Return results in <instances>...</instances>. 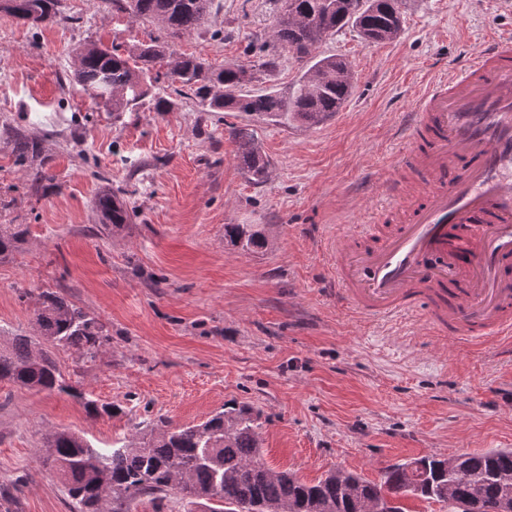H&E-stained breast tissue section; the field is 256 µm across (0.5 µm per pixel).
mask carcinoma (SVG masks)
<instances>
[{
  "mask_svg": "<svg viewBox=\"0 0 512 512\" xmlns=\"http://www.w3.org/2000/svg\"><path fill=\"white\" fill-rule=\"evenodd\" d=\"M5 14L32 26L60 16V0H7ZM213 0H112L117 11L135 20L162 25L167 37L179 38L208 25ZM345 27L355 29L369 44L391 41L402 28L398 0H277V13L262 66L277 65V49L292 51L309 62L298 86L285 96L277 91L247 90L255 73L239 65L215 68L188 55L176 56L172 43L157 38L128 48L119 44L85 46L78 50L73 81L95 99H112V111L124 112L145 103L156 112L176 106L162 78L180 84L178 94L190 92L202 112H239L273 124L294 121L317 127L336 116L352 96L354 82L341 76L346 59L318 53L327 36ZM177 58V74L157 65ZM238 144L236 160L249 179L268 176V160L254 135L230 126ZM18 163L30 169V187L39 191L51 180L38 146L18 135ZM99 223L121 228L130 223L125 200L108 188L94 200ZM25 224L0 226V257L17 251L27 235ZM224 239L245 251L259 253L270 245L264 224H226ZM39 335L54 346L93 363L106 351L111 335L105 324L87 314L58 291L40 292L35 310ZM0 381L36 392L66 393L84 400L87 414L116 416L123 409L85 398L59 370L51 352L27 336L0 345ZM258 414L248 406H228L205 421L172 429L165 421L143 436L133 435L99 450L81 436L65 430L46 438L44 466L64 481L72 512H137L142 497L163 501L174 493L188 505L204 504L209 512H362L364 502L384 488L401 496L443 501L452 509L474 499L493 505L511 485L512 450H488L456 456L454 472L448 459L437 455L389 466L378 483L353 471L332 473L315 483L288 471H274L263 460Z\"/></svg>",
  "mask_w": 512,
  "mask_h": 512,
  "instance_id": "1",
  "label": "carcinoma"
}]
</instances>
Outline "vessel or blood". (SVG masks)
<instances>
[{"mask_svg": "<svg viewBox=\"0 0 512 512\" xmlns=\"http://www.w3.org/2000/svg\"><path fill=\"white\" fill-rule=\"evenodd\" d=\"M398 154L421 180L390 182L365 232L332 243L337 297L439 336H511L512 36L429 82Z\"/></svg>", "mask_w": 512, "mask_h": 512, "instance_id": "obj_1", "label": "vessel or blood"}]
</instances>
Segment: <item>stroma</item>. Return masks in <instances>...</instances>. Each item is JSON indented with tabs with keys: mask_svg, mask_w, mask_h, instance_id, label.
Masks as SVG:
<instances>
[{
	"mask_svg": "<svg viewBox=\"0 0 512 512\" xmlns=\"http://www.w3.org/2000/svg\"><path fill=\"white\" fill-rule=\"evenodd\" d=\"M276 0H214L212 21L174 42L214 66H257L252 92L288 93L306 68L289 51L262 67L258 47ZM403 31L382 44L350 28L322 54L350 61L354 94L326 123L249 118L269 160L266 182L242 173L232 112L138 107L113 117L75 88L86 43L163 37L112 0H61L56 22L33 28L0 13V225L28 227L0 259V342L36 337L42 290L61 292L107 324L96 362L57 347L66 379L125 414L92 417L80 400L0 382V486L13 512H70L62 479L41 464L45 436L82 435L99 449L165 418L198 424L228 403L262 412L264 460L315 482L342 467L380 481L385 467L428 455L512 448V354L504 344L434 335L399 318L364 317L329 291L321 242L363 231L382 205L372 192L393 159L395 131L431 77L465 43L512 29V0H401ZM38 142L51 176L32 191L13 130ZM100 167L104 180L90 170ZM121 189L131 224H97L92 201ZM228 224H264L270 248L248 253Z\"/></svg>",
	"mask_w": 512,
	"mask_h": 512,
	"instance_id": "obj_1",
	"label": "stroma"
}]
</instances>
